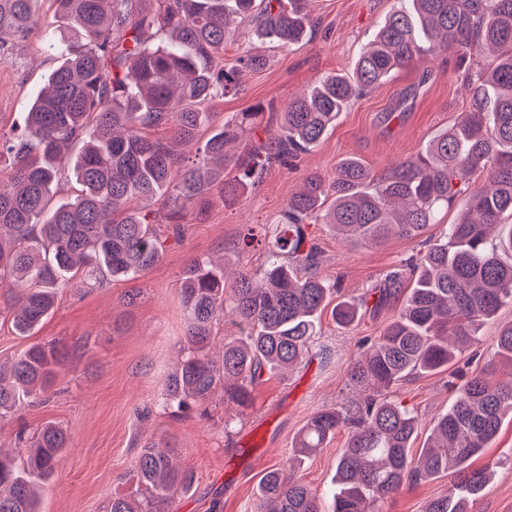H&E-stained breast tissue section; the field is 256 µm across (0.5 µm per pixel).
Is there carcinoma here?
I'll list each match as a JSON object with an SVG mask.
<instances>
[{"instance_id":"1","label":"carcinoma","mask_w":512,"mask_h":512,"mask_svg":"<svg viewBox=\"0 0 512 512\" xmlns=\"http://www.w3.org/2000/svg\"><path fill=\"white\" fill-rule=\"evenodd\" d=\"M40 0H0L4 47L39 25ZM62 36L43 39L56 60L23 125L0 129V285L21 288L5 315L16 335L32 336L52 314L63 288H101L136 277L163 257L167 238L203 221L212 199L231 205L275 164L288 167L320 143L353 101L396 69L447 52L462 71L467 110L418 153L381 175L356 157L317 172L272 224L249 226L242 249H261L260 278L195 258L180 276L187 351L167 376L161 406L174 413L209 403L216 392L238 406L263 374L302 362L336 283L322 277L321 251L304 227L327 224L345 238L380 244L415 239L460 193L467 207L444 239L390 272L375 306L402 296L401 308L348 371L352 396L318 409L299 430L287 466L266 471L256 512H322L321 494L298 474L303 460L347 435L336 461L332 512H383L405 485L452 477V489L423 512H472L490 468H472L512 416V381L472 374L411 452L415 414L383 391L408 375L447 368L479 327L512 303V0H395L349 73L321 76L288 102L276 132L265 111L239 112L214 127L208 106L240 90L242 71L268 59L249 53L224 62V44L247 24L281 48L311 39L308 0H47ZM244 142L237 174L224 179L226 147ZM81 186L52 203L70 181ZM367 296L338 297V326L357 323ZM233 318L235 336L210 354L213 331ZM495 358L512 366V322L498 333ZM65 356L56 342L34 343L0 360V421L28 399L48 394ZM68 435L47 423L20 433L21 463L0 454V512H39V488L57 469ZM169 443L148 439L123 480L136 496H112L106 512H167L175 492L192 484Z\"/></svg>"}]
</instances>
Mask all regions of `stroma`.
<instances>
[{"label":"stroma","mask_w":512,"mask_h":512,"mask_svg":"<svg viewBox=\"0 0 512 512\" xmlns=\"http://www.w3.org/2000/svg\"><path fill=\"white\" fill-rule=\"evenodd\" d=\"M393 4L394 0H309L315 36L292 50L259 41L251 28H239L224 46L225 58L248 48L268 55L270 63L261 71L245 73L240 93L213 101L210 111L221 120L260 104L284 111L296 92L321 75L350 71ZM41 40V33H34L22 54L0 63L2 128L22 124L31 100L55 66ZM427 68L433 75L425 81L421 75ZM466 108L451 57L399 69L342 113L295 170L273 166L234 205L214 202L207 221L186 225L183 238L169 241L163 258L141 276L92 290H63L54 313L31 338L16 335L9 323L0 322V358L14 356L35 341L55 340L70 351L49 400L24 408L18 419L0 422V451L12 456L17 453L18 428L32 431L54 422L69 432L59 466L44 486L41 512H104L112 495L134 492V485L121 476L134 466L149 437L176 448L178 465L193 475L191 487L177 492L171 512H210L215 504L222 512H253L262 475L284 464L295 435L313 412L349 396L347 372L354 356L398 314L400 304L366 311L351 328L339 327L330 312H323L310 359L285 375L264 376L253 387L248 407L225 404L218 394L209 415L194 406L171 416L158 410L156 401L186 344L181 270L194 257L223 256L229 273L259 275L263 254L240 251L239 235L245 225L274 221L306 173L333 176L342 158L354 156L372 173L382 174L415 155ZM465 205V199H458L455 209L442 214L440 223L429 226L420 239L351 243L323 224L307 226L306 232L321 251L322 275L339 280L345 293L364 295L379 287L389 271L417 255L422 240L439 242L445 225L455 222ZM510 321L508 305L483 326L479 341L453 369L416 373L399 386L395 399L419 420L414 448L422 447L450 406L456 373L488 369L493 379L512 377L511 368L490 359L500 326ZM345 443V433H337L300 469L304 481L322 492L324 512L331 507L336 458ZM476 463H491L495 469L473 512H512L511 417L504 419ZM450 485L447 477L406 485L387 501L384 512H422L427 501Z\"/></svg>","instance_id":"obj_1"}]
</instances>
